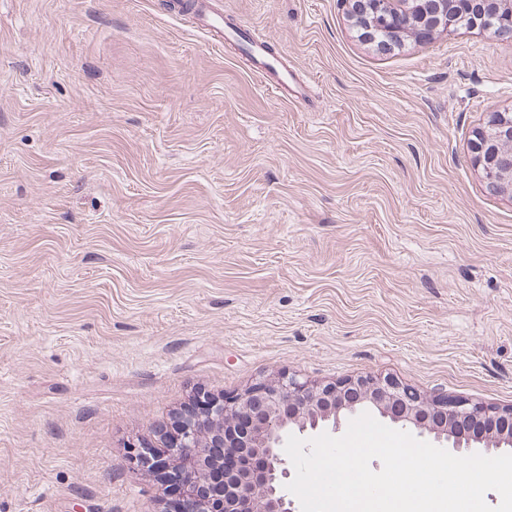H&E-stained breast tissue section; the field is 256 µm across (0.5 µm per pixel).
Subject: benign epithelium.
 Segmentation results:
<instances>
[{
    "mask_svg": "<svg viewBox=\"0 0 512 512\" xmlns=\"http://www.w3.org/2000/svg\"><path fill=\"white\" fill-rule=\"evenodd\" d=\"M471 19L470 29L512 19V0H458ZM362 37L388 48L412 31L428 38L451 31L448 0H345ZM389 36L378 39L377 32ZM473 164L487 187L512 200V113L494 112L472 146ZM359 412H370L420 435L451 444L461 453L471 448L512 453V405L498 407L446 395H426L388 377L360 376L316 383L281 373L260 380L240 394L216 397L198 393L180 412L162 447L128 445L135 469L179 475L177 512H297L284 493L290 478L287 435L330 426ZM219 448H233L241 468L225 474L224 503L202 492L205 475Z\"/></svg>",
    "mask_w": 512,
    "mask_h": 512,
    "instance_id": "1",
    "label": "benign epithelium"
}]
</instances>
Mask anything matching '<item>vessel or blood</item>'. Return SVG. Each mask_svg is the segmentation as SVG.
Instances as JSON below:
<instances>
[{"instance_id":"1","label":"vessel or blood","mask_w":512,"mask_h":512,"mask_svg":"<svg viewBox=\"0 0 512 512\" xmlns=\"http://www.w3.org/2000/svg\"><path fill=\"white\" fill-rule=\"evenodd\" d=\"M196 18L199 29L211 42L223 44L226 35L224 15L221 11L214 9L210 0H198ZM233 35L242 53L252 64L255 73L275 95L283 99L304 96V86L281 64L279 59L268 53L263 40L242 28L234 29Z\"/></svg>"}]
</instances>
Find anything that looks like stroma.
<instances>
[{"label": "stroma", "mask_w": 512, "mask_h": 512, "mask_svg": "<svg viewBox=\"0 0 512 512\" xmlns=\"http://www.w3.org/2000/svg\"><path fill=\"white\" fill-rule=\"evenodd\" d=\"M219 3L305 98L169 0H0V512H172L127 444L282 372L512 405V40ZM246 59L253 65L255 73L261 81L278 97L288 101V98H300L305 95V87L279 59L267 52L266 43L243 28L232 29ZM473 164L487 187L512 200V114L493 112L487 126L479 129L472 146Z\"/></svg>", "instance_id": "1"}]
</instances>
